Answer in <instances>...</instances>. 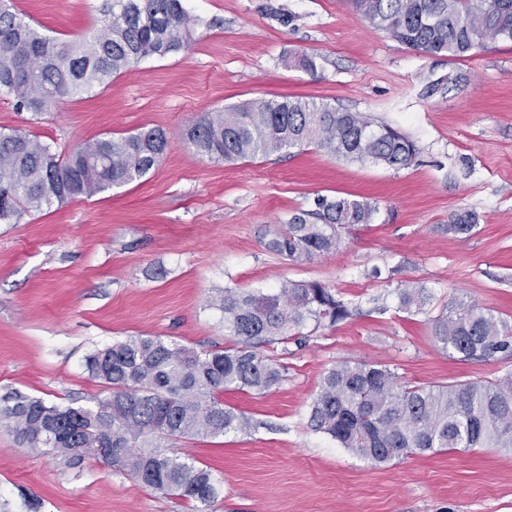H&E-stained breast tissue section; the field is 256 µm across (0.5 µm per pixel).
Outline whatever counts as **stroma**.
Listing matches in <instances>:
<instances>
[{
    "instance_id": "1",
    "label": "stroma",
    "mask_w": 512,
    "mask_h": 512,
    "mask_svg": "<svg viewBox=\"0 0 512 512\" xmlns=\"http://www.w3.org/2000/svg\"><path fill=\"white\" fill-rule=\"evenodd\" d=\"M40 33L72 41L99 29V0H13ZM199 25L188 49L147 59L105 87L35 116L0 100V130L74 149L101 137L166 131L161 163L121 188L0 223V396L85 405L107 390L84 357L131 336L196 350L224 347L218 289L319 282L352 317L264 346L283 379L256 394L227 390L250 432L175 449L211 470L209 512H512V448L414 453L377 466L308 425L324 372L379 361L428 386L497 378L512 360L461 361L438 347L432 319L457 299L512 318V41L465 59L416 51L374 31L347 0H185ZM316 63L291 67L300 54ZM300 98L359 112L417 146L394 169L314 146L235 163L195 154L183 132L201 113ZM319 196L371 202V223L339 251L303 264L271 254L270 233ZM479 222L467 239L451 214ZM430 305L398 309L400 282ZM101 463L71 468L21 448L0 427V512H191Z\"/></svg>"
}]
</instances>
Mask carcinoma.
I'll return each instance as SVG.
<instances>
[{
	"label": "carcinoma",
	"mask_w": 512,
	"mask_h": 512,
	"mask_svg": "<svg viewBox=\"0 0 512 512\" xmlns=\"http://www.w3.org/2000/svg\"><path fill=\"white\" fill-rule=\"evenodd\" d=\"M376 31L417 51L468 56L486 42L512 41V0H350ZM101 28L89 38L61 42L41 34L0 0V96L35 115L60 101L106 86L145 58L186 49L196 19L183 0H103ZM186 144L214 161L236 162L314 145L330 156L389 167L417 155L401 132L358 112L327 103L282 98L204 112L185 133ZM168 148L161 128L103 137L63 151L19 130L0 132V223L72 196L92 197L145 177ZM376 208L350 198L315 200L267 240V250L304 263L339 249L342 232L369 224ZM471 211L450 216L448 232L468 235ZM399 307L430 301L417 281L397 289ZM234 344L197 351L160 337L133 336L85 356L89 375L109 389L89 406H62L11 391L0 397V424L18 444L71 468L106 460L165 495L207 512L218 492L211 471L167 446L173 440L246 433L249 418L224 406L234 386L265 392L285 366L261 346L288 343L309 322L320 326L351 316L347 303L317 282L288 281L268 292L226 287L213 296ZM441 349L462 361L512 357V320L474 303L454 301L432 319ZM315 432L375 465L416 452L512 447V373L431 386L401 381L379 362L342 363L325 372L309 414Z\"/></svg>",
	"instance_id": "obj_1"
}]
</instances>
